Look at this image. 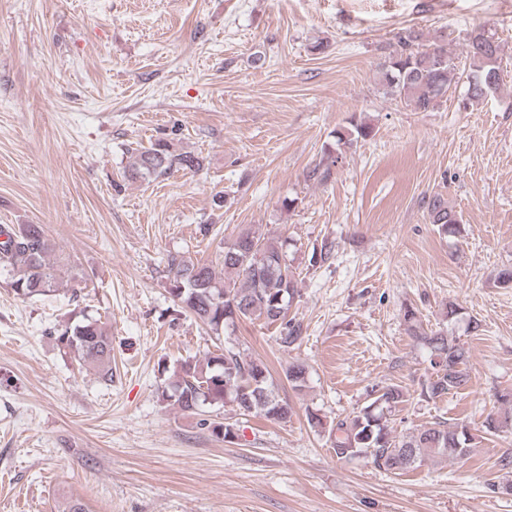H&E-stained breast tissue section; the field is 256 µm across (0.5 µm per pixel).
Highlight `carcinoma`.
Returning a JSON list of instances; mask_svg holds the SVG:
<instances>
[{"label":"carcinoma","mask_w":512,"mask_h":512,"mask_svg":"<svg viewBox=\"0 0 512 512\" xmlns=\"http://www.w3.org/2000/svg\"><path fill=\"white\" fill-rule=\"evenodd\" d=\"M468 67H460L457 57L442 43L419 42V36L400 35L383 64V82L388 92L418 112H431L442 103L455 80L466 79L468 94L480 100L497 92L502 78L498 47L483 32L470 36ZM375 135V128L362 120L336 131V143L351 146ZM338 157L320 162L306 172L308 180L325 182ZM200 168L198 157L178 153L158 139L149 146L132 149L125 176L132 181H150L175 170ZM430 223L443 233L459 232L458 216L448 201L437 194L426 202ZM0 277L3 283L25 301L47 296L61 284L63 258L56 255L40 224L0 225ZM168 293L177 307L192 314L214 335L241 319H262L281 328L279 340L290 347L301 339L300 325L287 318L291 303L299 296L298 280L289 270L283 246L267 240L256 231L240 232L224 244L225 277L217 276L208 263L184 255L168 260ZM407 330L427 350L430 376L421 382L420 396L437 400L465 387L470 379V351L465 344L450 339L442 331L426 333L416 309L403 308ZM64 355L81 365H92L106 379H112V336L99 320L81 311L55 337ZM307 369L301 362L289 365L285 377L299 390L306 383ZM174 380L161 395L170 398L183 411L231 402L237 415H262L288 422L292 410L277 398L271 373L265 363L246 359L231 348L217 349L202 359L177 363ZM369 403L358 414L328 424L317 414H309V425L329 428V439L339 459L366 458L387 472H404L427 461L464 457L476 447L481 435H495L500 421L490 415L482 429L464 422L437 421L416 433L398 435L389 416L407 397L398 384L368 389Z\"/></svg>","instance_id":"1"}]
</instances>
